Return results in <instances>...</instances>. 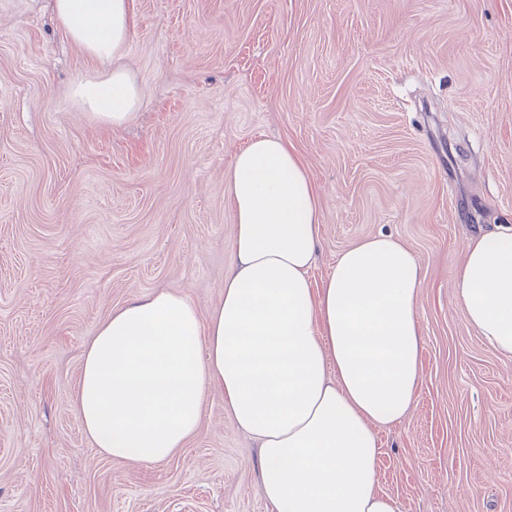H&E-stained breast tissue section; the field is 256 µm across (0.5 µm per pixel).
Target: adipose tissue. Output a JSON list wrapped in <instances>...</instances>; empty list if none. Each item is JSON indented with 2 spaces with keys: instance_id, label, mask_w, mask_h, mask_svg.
<instances>
[{
  "instance_id": "obj_1",
  "label": "adipose tissue",
  "mask_w": 512,
  "mask_h": 512,
  "mask_svg": "<svg viewBox=\"0 0 512 512\" xmlns=\"http://www.w3.org/2000/svg\"><path fill=\"white\" fill-rule=\"evenodd\" d=\"M54 18L101 67L76 81L82 111L129 123L141 94L119 59L134 0H52ZM234 262L208 319L159 290L113 309L88 342L72 403L101 454L165 461L196 435L211 393L259 445L273 512H399L376 488L375 427L401 422L421 380V264L378 234L312 284L321 244L316 183L281 139H254L226 182ZM469 326L512 356V226L468 239L455 279Z\"/></svg>"
}]
</instances>
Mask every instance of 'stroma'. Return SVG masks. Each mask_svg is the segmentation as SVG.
I'll return each mask as SVG.
<instances>
[{"label": "stroma", "instance_id": "stroma-1", "mask_svg": "<svg viewBox=\"0 0 512 512\" xmlns=\"http://www.w3.org/2000/svg\"><path fill=\"white\" fill-rule=\"evenodd\" d=\"M134 119L70 96L99 65L48 0H0V512H271L216 393L175 457L99 453L71 406L86 344L157 289L208 317L234 260L225 184L255 136L321 192L313 284L379 233L425 270L422 380L376 429L400 512H512V356L467 324L469 236L512 225V0H134Z\"/></svg>", "mask_w": 512, "mask_h": 512}]
</instances>
